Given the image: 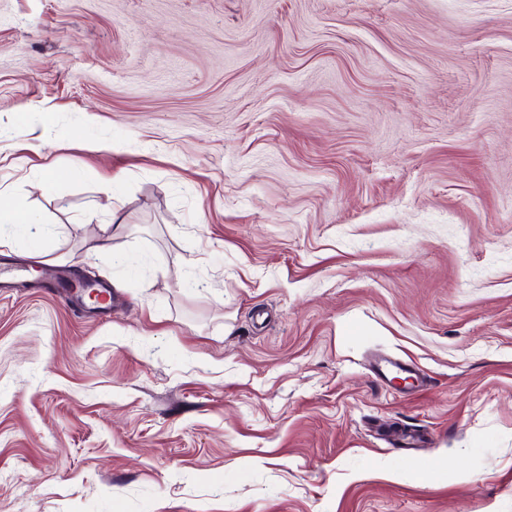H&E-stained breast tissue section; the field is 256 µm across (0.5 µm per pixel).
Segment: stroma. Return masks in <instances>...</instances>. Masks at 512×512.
<instances>
[{
	"mask_svg": "<svg viewBox=\"0 0 512 512\" xmlns=\"http://www.w3.org/2000/svg\"><path fill=\"white\" fill-rule=\"evenodd\" d=\"M0 192V512H512V0H0ZM33 219L22 211L17 202L0 193V245L14 238L21 224H31Z\"/></svg>",
	"mask_w": 512,
	"mask_h": 512,
	"instance_id": "1",
	"label": "stroma"
}]
</instances>
